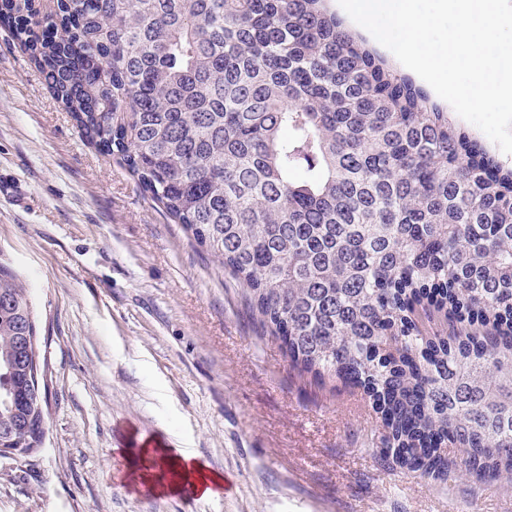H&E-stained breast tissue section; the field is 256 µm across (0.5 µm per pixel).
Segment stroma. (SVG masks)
<instances>
[{
  "label": "stroma",
  "instance_id": "obj_1",
  "mask_svg": "<svg viewBox=\"0 0 512 512\" xmlns=\"http://www.w3.org/2000/svg\"><path fill=\"white\" fill-rule=\"evenodd\" d=\"M0 262L47 343L40 450L0 460V512H512V480L380 458L361 390L292 373L244 290L81 134L0 26ZM186 448L225 494H142L124 449Z\"/></svg>",
  "mask_w": 512,
  "mask_h": 512
}]
</instances>
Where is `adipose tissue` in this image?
I'll list each match as a JSON object with an SVG mask.
<instances>
[{
  "label": "adipose tissue",
  "mask_w": 512,
  "mask_h": 512,
  "mask_svg": "<svg viewBox=\"0 0 512 512\" xmlns=\"http://www.w3.org/2000/svg\"><path fill=\"white\" fill-rule=\"evenodd\" d=\"M128 475L131 481L143 483L147 490L162 487L178 492L191 485L201 497H212L223 487V477L199 463L192 451L179 449L171 453L167 448H141L130 452Z\"/></svg>",
  "instance_id": "1"
}]
</instances>
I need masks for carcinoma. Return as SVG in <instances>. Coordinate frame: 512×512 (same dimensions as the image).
I'll return each instance as SVG.
<instances>
[{
    "instance_id": "obj_1",
    "label": "carcinoma",
    "mask_w": 512,
    "mask_h": 512,
    "mask_svg": "<svg viewBox=\"0 0 512 512\" xmlns=\"http://www.w3.org/2000/svg\"><path fill=\"white\" fill-rule=\"evenodd\" d=\"M106 155L210 249L297 376L361 389L379 453L512 478V167L326 0H0ZM0 365L32 307L0 265ZM10 410L14 448L31 434ZM461 450L448 460V447Z\"/></svg>"
}]
</instances>
